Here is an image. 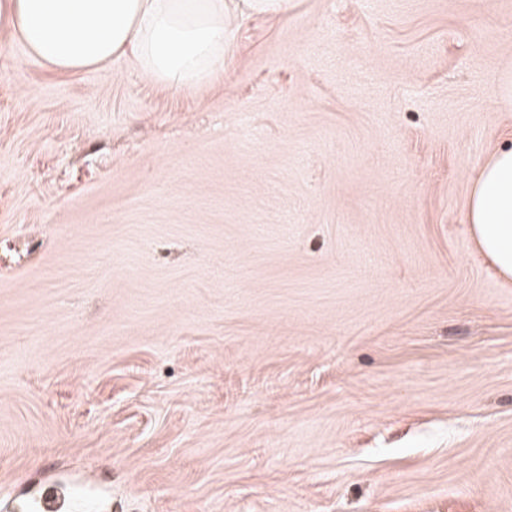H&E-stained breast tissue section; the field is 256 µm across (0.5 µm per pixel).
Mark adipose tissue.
Returning <instances> with one entry per match:
<instances>
[{
	"instance_id": "obj_1",
	"label": "adipose tissue",
	"mask_w": 512,
	"mask_h": 512,
	"mask_svg": "<svg viewBox=\"0 0 512 512\" xmlns=\"http://www.w3.org/2000/svg\"><path fill=\"white\" fill-rule=\"evenodd\" d=\"M0 27L55 69L130 53L145 75L175 89L209 80L228 38L224 0H0ZM467 220L477 247L512 282V149L480 164Z\"/></svg>"
}]
</instances>
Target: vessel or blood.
Segmentation results:
<instances>
[{"mask_svg": "<svg viewBox=\"0 0 512 512\" xmlns=\"http://www.w3.org/2000/svg\"><path fill=\"white\" fill-rule=\"evenodd\" d=\"M15 512H103L105 502L91 481L78 483L47 476L13 498Z\"/></svg>", "mask_w": 512, "mask_h": 512, "instance_id": "1", "label": "vessel or blood"}]
</instances>
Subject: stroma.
Instances as JSON below:
<instances>
[{
	"label": "stroma",
	"instance_id": "stroma-1",
	"mask_svg": "<svg viewBox=\"0 0 512 512\" xmlns=\"http://www.w3.org/2000/svg\"><path fill=\"white\" fill-rule=\"evenodd\" d=\"M177 91L0 28V489L110 512H512V0L229 14ZM467 220L477 247L512 282V149L498 150L480 164ZM89 480L70 482L53 475L42 479L31 490L14 496L17 512H99L105 510L101 494H94ZM77 489L82 491L79 495Z\"/></svg>",
	"mask_w": 512,
	"mask_h": 512
}]
</instances>
